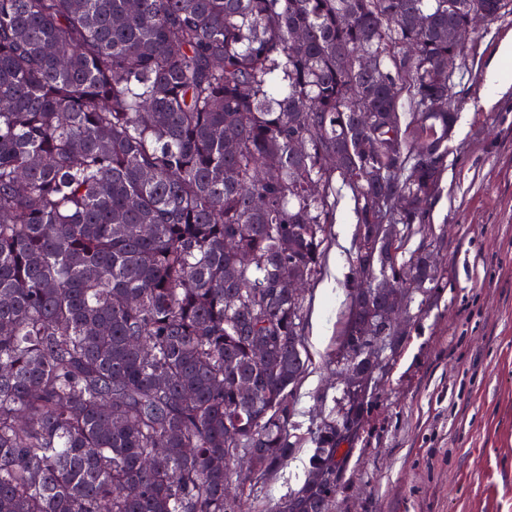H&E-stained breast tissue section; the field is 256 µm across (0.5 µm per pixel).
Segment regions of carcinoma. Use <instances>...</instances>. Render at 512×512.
I'll return each mask as SVG.
<instances>
[{
    "mask_svg": "<svg viewBox=\"0 0 512 512\" xmlns=\"http://www.w3.org/2000/svg\"><path fill=\"white\" fill-rule=\"evenodd\" d=\"M479 9L512 0H0V512H239L235 449L257 480L288 462L308 352L283 284L318 279L335 184L359 230L336 364L372 346L383 276L405 312L445 287L435 240L406 244ZM376 381L275 512H328Z\"/></svg>",
    "mask_w": 512,
    "mask_h": 512,
    "instance_id": "carcinoma-1",
    "label": "carcinoma"
}]
</instances>
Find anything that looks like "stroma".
Masks as SVG:
<instances>
[{"label":"stroma","mask_w":512,"mask_h":512,"mask_svg":"<svg viewBox=\"0 0 512 512\" xmlns=\"http://www.w3.org/2000/svg\"><path fill=\"white\" fill-rule=\"evenodd\" d=\"M511 38L508 17L482 24L465 45L443 193L430 213L446 286L406 317L348 443L330 512H512V86L494 95L486 81ZM355 235L346 199L307 292L296 447L242 495L243 512H272L300 489L313 432L347 399L334 353Z\"/></svg>","instance_id":"obj_1"}]
</instances>
